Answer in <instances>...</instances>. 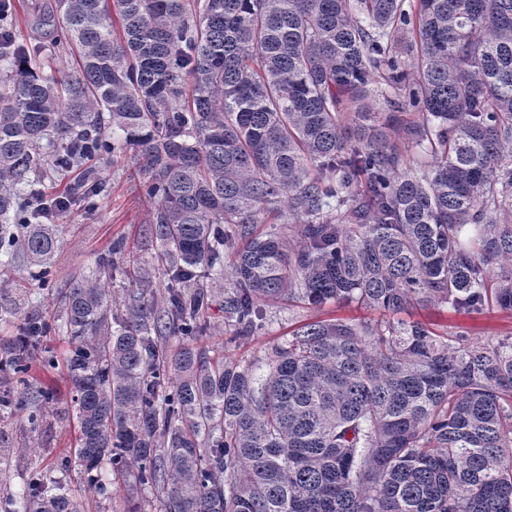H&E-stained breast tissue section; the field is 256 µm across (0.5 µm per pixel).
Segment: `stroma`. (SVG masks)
<instances>
[{
	"label": "stroma",
	"instance_id": "stroma-1",
	"mask_svg": "<svg viewBox=\"0 0 512 512\" xmlns=\"http://www.w3.org/2000/svg\"><path fill=\"white\" fill-rule=\"evenodd\" d=\"M49 2L14 0L16 44L52 46V35L37 28L35 23ZM98 170L106 183L105 194L90 204L72 203L55 219L61 241L52 264L55 287H39L31 281L29 269L22 259L10 257L0 250V269L9 271L11 275L9 287L0 293V299L9 301L19 292H26L31 308L44 314L54 308L59 287L102 265L109 270L108 286L116 301H124L130 286L129 273L137 267L152 270L153 292L156 298H163L170 273L166 263L160 259L159 242L151 232L157 202L145 192V175L136 172L133 152L129 149L101 161ZM116 241L124 244L123 251L117 255L112 252V244ZM229 271L230 265L225 262L214 270L202 268L197 272L199 280L213 285L216 294L207 312L210 330L197 342L198 347L204 348L214 360L241 363L263 360L274 345L288 338L290 332L312 321L339 319L374 324L382 319L379 311L354 302L313 308L282 299L267 304V320L261 329L239 337L224 317L223 278ZM402 318L408 322L427 323L448 337L466 335L474 343L512 340V310L494 305L461 311L416 305L404 312ZM45 346L57 358V366L47 371L36 360L31 364L30 375L54 389L57 407L64 410L69 407L71 399L72 385L64 365L70 346L57 333L47 338ZM23 426L19 416L0 415V448L10 453L11 490L15 493L23 488L31 468L47 469L53 460L70 455L77 436L75 424L69 421L52 420L39 435L30 438L25 437ZM62 480L82 501L85 512H126L131 505L137 506L139 512H160L162 508V494L148 488L141 489L130 500L126 497L123 482L116 480L112 483L111 499L102 500L89 492L79 471L63 475Z\"/></svg>",
	"mask_w": 512,
	"mask_h": 512
}]
</instances>
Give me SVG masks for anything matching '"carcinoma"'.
<instances>
[{
	"mask_svg": "<svg viewBox=\"0 0 512 512\" xmlns=\"http://www.w3.org/2000/svg\"><path fill=\"white\" fill-rule=\"evenodd\" d=\"M0 8V48L13 44ZM78 66L41 48L0 51V246L48 282L46 223L24 187L135 150L168 261L161 302L147 270L117 305L97 270L60 291L47 322L11 304L0 412L43 426L55 366L77 423L59 470L105 469L149 487L165 512H512V341L455 344L423 322L313 321L259 365L214 363L167 338L206 333L199 267L232 254L224 317L247 335L262 303L512 309V0H54ZM274 211L299 241L253 236ZM4 512H82L34 468ZM44 342L45 347L49 350L58 360V365L54 370L46 371L40 363V357L34 358L31 364L30 375L41 383L51 386L57 397L58 411L67 409L70 405L71 388L72 385L67 378V371L65 367V360L70 351V345L64 339L62 333L53 332Z\"/></svg>",
	"mask_w": 512,
	"mask_h": 512,
	"instance_id": "obj_1",
	"label": "carcinoma"
}]
</instances>
